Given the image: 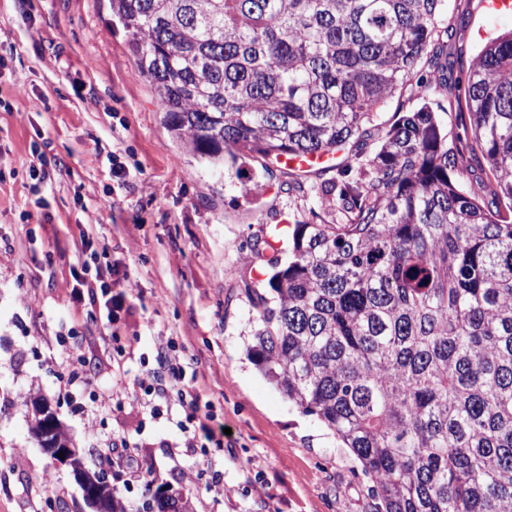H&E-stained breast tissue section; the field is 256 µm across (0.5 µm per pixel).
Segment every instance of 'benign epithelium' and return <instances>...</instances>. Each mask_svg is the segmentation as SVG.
I'll use <instances>...</instances> for the list:
<instances>
[{"label": "benign epithelium", "instance_id": "obj_1", "mask_svg": "<svg viewBox=\"0 0 512 512\" xmlns=\"http://www.w3.org/2000/svg\"><path fill=\"white\" fill-rule=\"evenodd\" d=\"M33 413L40 421V425L34 432L40 446L54 461L71 468L76 482L83 491L90 512H110L108 494L112 493V483L104 472L89 469L85 458L76 455L72 448L61 449L59 445L51 443L52 435L57 432V415L47 402L36 401ZM61 452L64 453L62 458L58 457Z\"/></svg>", "mask_w": 512, "mask_h": 512}]
</instances>
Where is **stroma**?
Instances as JSON below:
<instances>
[{"label": "stroma", "instance_id": "1", "mask_svg": "<svg viewBox=\"0 0 512 512\" xmlns=\"http://www.w3.org/2000/svg\"><path fill=\"white\" fill-rule=\"evenodd\" d=\"M447 3L434 37L455 61L447 88L422 91L432 73L422 59L379 119L429 103L459 152L456 179L488 202L497 184L474 149L465 92L512 13ZM42 152L62 165L37 184L29 169ZM291 180L280 164L215 167L173 143L109 0H0V512H88L68 467L30 433L37 396L89 467L105 448L129 447L192 512H368L356 463L246 352V289L261 285L263 241L317 204L289 191ZM85 233L111 285L108 321L70 298ZM162 336L178 337L183 384L231 428L227 446H189L178 401L130 407Z\"/></svg>", "mask_w": 512, "mask_h": 512}]
</instances>
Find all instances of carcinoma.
I'll use <instances>...</instances> for the list:
<instances>
[{
    "label": "carcinoma",
    "instance_id": "1",
    "mask_svg": "<svg viewBox=\"0 0 512 512\" xmlns=\"http://www.w3.org/2000/svg\"><path fill=\"white\" fill-rule=\"evenodd\" d=\"M446 0H110L171 138L210 164L353 143L292 258L249 288L251 359L367 479L371 512H512V31L470 71L481 205L410 80ZM436 86L451 68L440 48Z\"/></svg>",
    "mask_w": 512,
    "mask_h": 512
}]
</instances>
